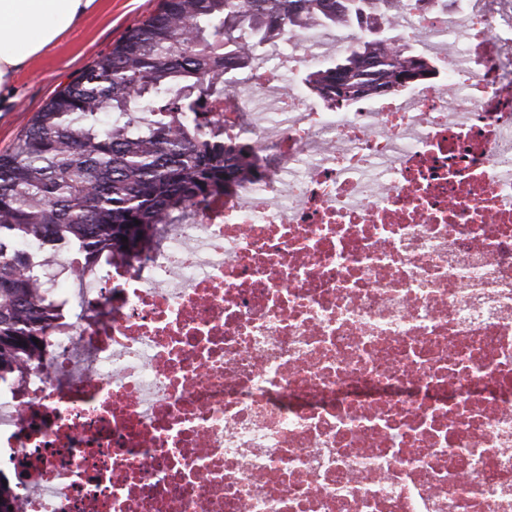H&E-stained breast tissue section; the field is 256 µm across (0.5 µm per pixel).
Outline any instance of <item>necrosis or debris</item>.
<instances>
[{
  "instance_id": "4bbe7bcc",
  "label": "necrosis or debris",
  "mask_w": 512,
  "mask_h": 512,
  "mask_svg": "<svg viewBox=\"0 0 512 512\" xmlns=\"http://www.w3.org/2000/svg\"><path fill=\"white\" fill-rule=\"evenodd\" d=\"M392 27L432 74L334 108L317 33L224 95L257 169L61 307L0 381L12 512H512V0Z\"/></svg>"
}]
</instances>
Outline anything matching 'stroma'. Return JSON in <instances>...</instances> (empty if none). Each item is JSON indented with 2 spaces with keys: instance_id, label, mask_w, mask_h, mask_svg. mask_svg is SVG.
Instances as JSON below:
<instances>
[{
  "instance_id": "obj_1",
  "label": "stroma",
  "mask_w": 512,
  "mask_h": 512,
  "mask_svg": "<svg viewBox=\"0 0 512 512\" xmlns=\"http://www.w3.org/2000/svg\"><path fill=\"white\" fill-rule=\"evenodd\" d=\"M161 0H101L99 10L82 18L58 42L27 61L10 89L0 91V151L54 95L70 83L130 28L154 13Z\"/></svg>"
}]
</instances>
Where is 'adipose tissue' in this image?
Wrapping results in <instances>:
<instances>
[{"mask_svg":"<svg viewBox=\"0 0 512 512\" xmlns=\"http://www.w3.org/2000/svg\"><path fill=\"white\" fill-rule=\"evenodd\" d=\"M99 0H0V88L15 72L51 46Z\"/></svg>","mask_w":512,"mask_h":512,"instance_id":"ef3b65f1","label":"adipose tissue"}]
</instances>
